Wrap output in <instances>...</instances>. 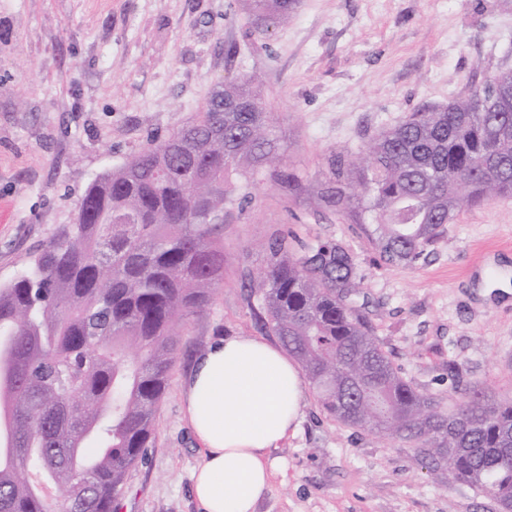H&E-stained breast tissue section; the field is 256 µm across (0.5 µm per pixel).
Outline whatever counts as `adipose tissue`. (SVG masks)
<instances>
[{"instance_id": "ef3b65f1", "label": "adipose tissue", "mask_w": 512, "mask_h": 512, "mask_svg": "<svg viewBox=\"0 0 512 512\" xmlns=\"http://www.w3.org/2000/svg\"><path fill=\"white\" fill-rule=\"evenodd\" d=\"M184 414L203 456L193 491L203 512H255L275 473L272 449L295 433L298 366L270 343L217 339L183 380Z\"/></svg>"}]
</instances>
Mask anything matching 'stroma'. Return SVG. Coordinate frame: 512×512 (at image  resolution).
Returning <instances> with one entry per match:
<instances>
[{
  "instance_id": "1",
  "label": "stroma",
  "mask_w": 512,
  "mask_h": 512,
  "mask_svg": "<svg viewBox=\"0 0 512 512\" xmlns=\"http://www.w3.org/2000/svg\"><path fill=\"white\" fill-rule=\"evenodd\" d=\"M258 39L241 0H0V284L72 222L96 176L245 72L278 118L283 170L304 185L262 178L246 211L225 209L224 277L183 327L154 445L116 512H199L182 379L216 338L277 343L250 286L280 232L350 250L372 333L419 392L445 408L472 388L512 398V197L462 209L402 266L310 192L330 153L512 69V0H299L259 54ZM272 455L283 468L256 512H502L467 482L435 479L413 443L338 422L310 385Z\"/></svg>"
}]
</instances>
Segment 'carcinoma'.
I'll list each match as a JSON object with an SVG mask.
<instances>
[{"label": "carcinoma", "mask_w": 512, "mask_h": 512, "mask_svg": "<svg viewBox=\"0 0 512 512\" xmlns=\"http://www.w3.org/2000/svg\"><path fill=\"white\" fill-rule=\"evenodd\" d=\"M245 7L262 37L293 13L281 0ZM255 83L240 75L224 110L205 106L99 175L74 224L0 285V512H114L154 443L181 327L223 275L224 209H244L259 174L297 183ZM317 196L361 225L383 262L415 265L463 207L512 196V111L494 77L353 157L330 154ZM266 252L251 293L324 408L413 442L436 477L512 510V400L475 389L448 413L405 382L371 333L343 245L276 235Z\"/></svg>", "instance_id": "1"}]
</instances>
